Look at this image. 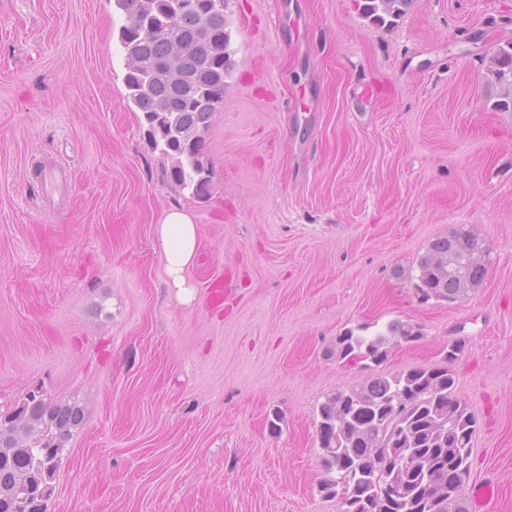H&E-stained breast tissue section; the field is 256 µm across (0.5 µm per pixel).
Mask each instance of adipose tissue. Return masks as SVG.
Here are the masks:
<instances>
[{
  "label": "adipose tissue",
  "instance_id": "adipose-tissue-1",
  "mask_svg": "<svg viewBox=\"0 0 512 512\" xmlns=\"http://www.w3.org/2000/svg\"><path fill=\"white\" fill-rule=\"evenodd\" d=\"M163 248L167 283L177 299L184 304L192 303L195 293L186 277L193 265L199 247L198 227L185 211L169 209L158 226Z\"/></svg>",
  "mask_w": 512,
  "mask_h": 512
}]
</instances>
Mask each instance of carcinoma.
Wrapping results in <instances>:
<instances>
[{"label": "carcinoma", "instance_id": "obj_1", "mask_svg": "<svg viewBox=\"0 0 512 512\" xmlns=\"http://www.w3.org/2000/svg\"><path fill=\"white\" fill-rule=\"evenodd\" d=\"M115 0L125 14L120 43L126 57L128 98L147 125L152 145L170 161V180L194 198L211 193L212 168L204 134L224 101L231 74L228 0ZM409 0H360L363 14L390 25ZM181 65L169 59L174 44ZM485 78L501 89L497 107L512 110V41L487 60ZM479 238L463 227L431 241L417 262V288L429 299L454 302L486 276L472 257ZM420 329L393 321L372 335L348 328L336 337V356L370 369L383 364L391 345L420 340ZM464 343L449 345L444 363L369 375L325 397L319 406V459L328 474L320 489L340 500L342 512H468L463 488L449 489L451 470H471L477 420L457 392L453 365ZM85 422L77 402H53L30 391L0 413V512H51L52 497L38 483L55 485L66 444ZM393 482L397 498L381 495Z\"/></svg>", "mask_w": 512, "mask_h": 512}]
</instances>
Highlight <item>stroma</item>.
Listing matches in <instances>:
<instances>
[{
    "mask_svg": "<svg viewBox=\"0 0 512 512\" xmlns=\"http://www.w3.org/2000/svg\"><path fill=\"white\" fill-rule=\"evenodd\" d=\"M235 65L205 136L212 190L168 177L127 98L115 0H0V412L79 401L53 512H340L321 493L318 409L360 383L347 328L421 340L381 370L442 361L477 418L464 484L512 512V111L485 79L512 0H228ZM72 175L48 201L33 175ZM198 227L168 288L157 226ZM462 226L490 253L466 299L420 300L416 264ZM412 0H361L359 6L363 14L372 21L389 25L404 13V7ZM163 248L165 272L169 288L183 304L195 300L194 287L187 281L186 272L193 265L199 247L198 227L191 216L179 208L169 209L158 224Z\"/></svg>",
    "mask_w": 512,
    "mask_h": 512,
    "instance_id": "stroma-1",
    "label": "stroma"
}]
</instances>
